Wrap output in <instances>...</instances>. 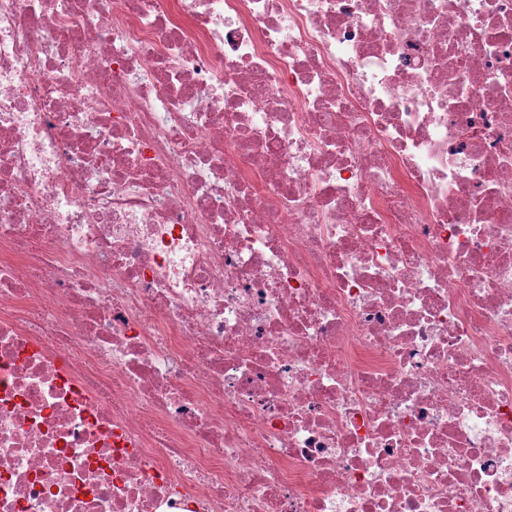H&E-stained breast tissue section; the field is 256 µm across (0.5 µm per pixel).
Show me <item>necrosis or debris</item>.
<instances>
[{"label":"necrosis or debris","instance_id":"necrosis-or-debris-1","mask_svg":"<svg viewBox=\"0 0 512 512\" xmlns=\"http://www.w3.org/2000/svg\"><path fill=\"white\" fill-rule=\"evenodd\" d=\"M0 512H512V0H0Z\"/></svg>","mask_w":512,"mask_h":512}]
</instances>
